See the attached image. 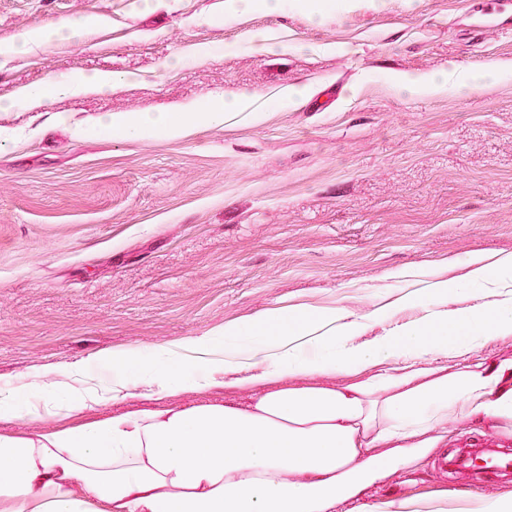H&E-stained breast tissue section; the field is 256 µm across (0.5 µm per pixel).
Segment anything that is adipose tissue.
<instances>
[{"label": "adipose tissue", "mask_w": 512, "mask_h": 512, "mask_svg": "<svg viewBox=\"0 0 512 512\" xmlns=\"http://www.w3.org/2000/svg\"><path fill=\"white\" fill-rule=\"evenodd\" d=\"M512 74L492 64L461 73L399 77L411 94L472 90ZM265 114L234 96L202 112L104 113L100 131L179 139L195 124L219 126ZM467 281L481 304L448 307L459 283L429 268L420 293L373 306L296 304L226 325L254 344L216 350L213 334L143 351L113 350L103 382L78 366L28 391L0 382V419L45 422L28 437L0 434V512H334L391 460L410 459V440L435 444L452 419H512V362L452 370L463 356L512 333V254H476ZM345 374L342 387L315 384ZM242 385L233 402L184 406L178 395ZM130 397L152 408L72 428L53 426L59 406L93 408Z\"/></svg>", "instance_id": "adipose-tissue-1"}]
</instances>
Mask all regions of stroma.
<instances>
[{"label":"stroma","instance_id":"stroma-1","mask_svg":"<svg viewBox=\"0 0 512 512\" xmlns=\"http://www.w3.org/2000/svg\"><path fill=\"white\" fill-rule=\"evenodd\" d=\"M319 7L322 20L307 13ZM70 26L64 39L56 27ZM266 43H258L256 33ZM26 51H14L21 36ZM512 62V0H386L345 11L297 0L240 15L229 0H0V376L173 343L280 305L366 310L449 278L476 251L512 253V76L409 96L396 80ZM132 86L57 93L79 75ZM305 88L291 100L288 88ZM46 93L30 110L22 89ZM244 96L264 122L118 138L103 113ZM65 122H58V115ZM512 435L452 420L416 464L392 466L370 506L417 512L512 491V474L441 470Z\"/></svg>","mask_w":512,"mask_h":512}]
</instances>
